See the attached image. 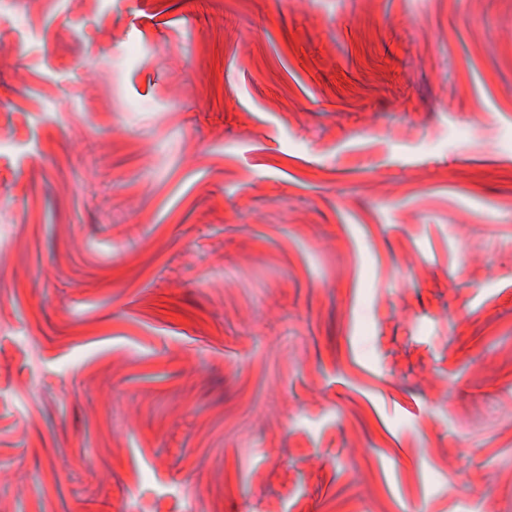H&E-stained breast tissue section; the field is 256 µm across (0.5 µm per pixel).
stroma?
I'll list each match as a JSON object with an SVG mask.
<instances>
[{
  "label": "stroma",
  "mask_w": 512,
  "mask_h": 512,
  "mask_svg": "<svg viewBox=\"0 0 512 512\" xmlns=\"http://www.w3.org/2000/svg\"><path fill=\"white\" fill-rule=\"evenodd\" d=\"M505 407L512 0H0V512H512Z\"/></svg>",
  "instance_id": "obj_1"
}]
</instances>
